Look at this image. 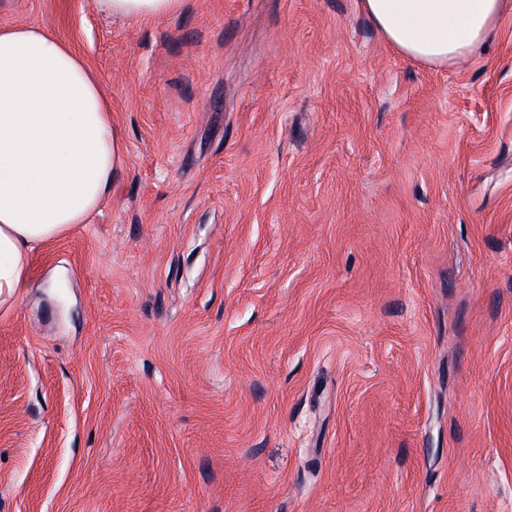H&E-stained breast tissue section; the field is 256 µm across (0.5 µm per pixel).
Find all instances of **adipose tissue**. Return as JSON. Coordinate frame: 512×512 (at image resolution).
I'll return each mask as SVG.
<instances>
[{
	"label": "adipose tissue",
	"instance_id": "obj_1",
	"mask_svg": "<svg viewBox=\"0 0 512 512\" xmlns=\"http://www.w3.org/2000/svg\"><path fill=\"white\" fill-rule=\"evenodd\" d=\"M184 0H97L135 21L177 13ZM398 52L442 66L490 33L503 0H359ZM125 147L101 78L46 25L0 27V300L15 297L47 243L89 223L108 200Z\"/></svg>",
	"mask_w": 512,
	"mask_h": 512
}]
</instances>
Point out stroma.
<instances>
[{"mask_svg": "<svg viewBox=\"0 0 512 512\" xmlns=\"http://www.w3.org/2000/svg\"><path fill=\"white\" fill-rule=\"evenodd\" d=\"M125 161L0 305V512H512V9L420 64L359 0H0ZM183 3L184 0H97L105 13L135 21L167 17L181 10Z\"/></svg>", "mask_w": 512, "mask_h": 512, "instance_id": "stroma-1", "label": "stroma"}]
</instances>
